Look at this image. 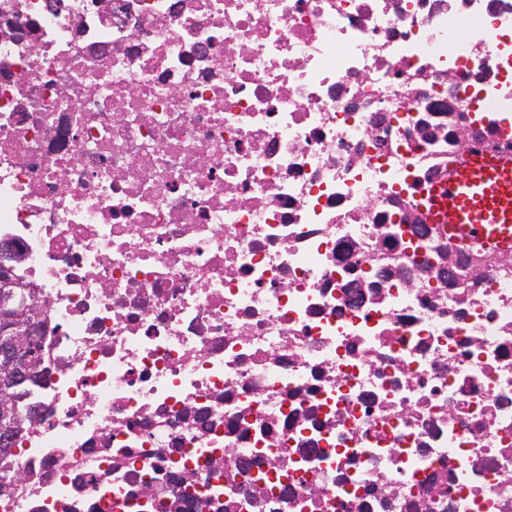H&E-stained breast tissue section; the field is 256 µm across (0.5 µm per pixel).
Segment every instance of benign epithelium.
Returning a JSON list of instances; mask_svg holds the SVG:
<instances>
[{"instance_id":"1","label":"benign epithelium","mask_w":512,"mask_h":512,"mask_svg":"<svg viewBox=\"0 0 512 512\" xmlns=\"http://www.w3.org/2000/svg\"><path fill=\"white\" fill-rule=\"evenodd\" d=\"M13 262L7 250L0 251V438L11 442L22 428L15 416L17 388L39 374L35 327L26 320L33 291L10 275Z\"/></svg>"}]
</instances>
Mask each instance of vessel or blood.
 Here are the masks:
<instances>
[{"mask_svg": "<svg viewBox=\"0 0 512 512\" xmlns=\"http://www.w3.org/2000/svg\"><path fill=\"white\" fill-rule=\"evenodd\" d=\"M425 199L432 223L449 234L499 248L512 247V167L482 157L430 187Z\"/></svg>", "mask_w": 512, "mask_h": 512, "instance_id": "vessel-or-blood-1", "label": "vessel or blood"}]
</instances>
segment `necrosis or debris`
<instances>
[{"mask_svg": "<svg viewBox=\"0 0 512 512\" xmlns=\"http://www.w3.org/2000/svg\"><path fill=\"white\" fill-rule=\"evenodd\" d=\"M512 0H0V241L45 372L0 512H512ZM431 223L449 234L499 248L512 247V167L482 157L425 192Z\"/></svg>", "mask_w": 512, "mask_h": 512, "instance_id": "obj_1", "label": "necrosis or debris"}]
</instances>
